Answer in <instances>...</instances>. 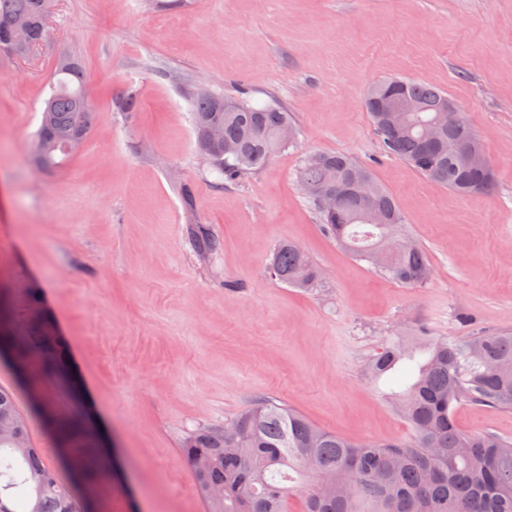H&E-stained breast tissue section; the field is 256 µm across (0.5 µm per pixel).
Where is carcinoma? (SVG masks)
I'll use <instances>...</instances> for the list:
<instances>
[{
    "label": "carcinoma",
    "instance_id": "carcinoma-1",
    "mask_svg": "<svg viewBox=\"0 0 512 512\" xmlns=\"http://www.w3.org/2000/svg\"><path fill=\"white\" fill-rule=\"evenodd\" d=\"M53 0H0V22L25 19L33 40L44 41ZM85 78L80 62L59 58L50 77L40 124L33 141L54 144L51 169L65 165V136H88L94 126L92 102H83ZM417 103V112L381 111L387 93ZM233 110L224 111V102ZM451 104L448 95L429 84L389 78L372 84L364 106L382 138L386 153L405 161L427 180L457 194L489 193L494 175L473 166L463 150L482 148L461 112L448 113V128L429 135L433 115ZM291 124L276 105L254 107L217 93L197 95L194 132L197 150L223 180L236 179L265 166L292 144L280 138ZM224 130V142L207 137L213 127ZM369 169L341 154L312 153L299 171V183L310 200L313 192L332 191V213L319 212L322 229L340 248L364 260L393 281L421 286L432 267L426 253L398 238L404 223L395 199L378 189L370 203L351 187ZM199 253L211 255L220 240L201 225L190 227ZM272 277L310 291L321 269L295 243L280 244L269 263ZM0 353L31 371L38 387L47 373L62 366L48 345L21 337L7 319L0 320ZM401 372L403 384L390 392L393 405L411 430L407 440L355 442L316 427L284 404L261 403L224 427H208L187 435L182 455L194 470L196 490L206 512H286L288 498L302 497V512H512V440L491 432H464L454 418L460 403L512 408V332L478 331L469 336L433 337L424 333L404 343L393 336L370 359L369 378ZM91 417L60 430L72 464L92 461L102 471L108 449L83 443L82 429ZM32 446L26 424L0 432V512H79V505L43 463Z\"/></svg>",
    "mask_w": 512,
    "mask_h": 512
}]
</instances>
